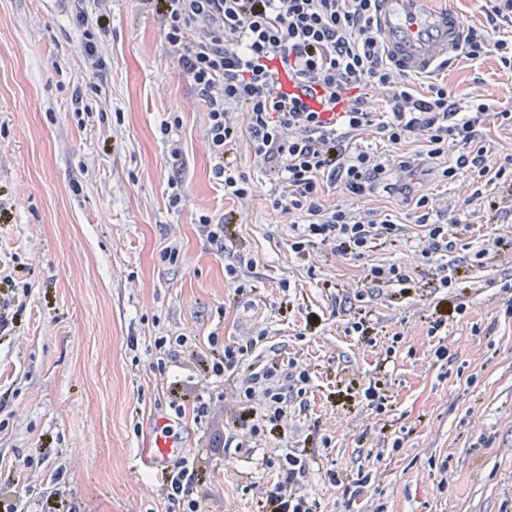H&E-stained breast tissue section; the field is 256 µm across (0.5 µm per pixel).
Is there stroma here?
Listing matches in <instances>:
<instances>
[{
  "label": "stroma",
  "instance_id": "35a3bbf8",
  "mask_svg": "<svg viewBox=\"0 0 512 512\" xmlns=\"http://www.w3.org/2000/svg\"><path fill=\"white\" fill-rule=\"evenodd\" d=\"M111 11L103 90L89 97L93 118L83 129L72 104L83 84L74 0H0V260L13 270L12 285H0L9 305L0 331V502L16 501L24 486L22 512H53L55 484L69 512H166L160 470L144 452L171 398L199 392L215 404L213 418L186 413L175 431L201 470L193 496L202 512H258L291 448L308 453L302 491L320 512H512V316L507 295L486 285L512 279V257L479 268L471 251L453 253L475 283L460 296L465 314L436 339L427 330L445 291L431 274L409 295L371 287L356 299L365 263L319 244L310 258L296 254L292 217L272 209L273 186L247 145L237 162L255 191L244 203L225 198L211 173L204 108L166 58L152 15L138 0H112ZM431 75L457 96L512 110V70L496 57L456 58ZM174 116L178 159L158 133ZM437 170L392 166L364 195L336 189L326 202L390 216L403 234L368 261L412 263L413 204L396 186L451 211L477 187L471 173L448 182ZM177 178L187 202L172 210L168 183ZM203 212L234 215L223 248L199 236ZM171 244L178 257L161 260ZM241 257L239 295L224 266ZM361 317L381 346L400 334L391 362L345 335ZM261 331L262 359H309L310 412L293 416L284 439L216 448L241 432L237 388L201 385V366L212 343ZM181 333L199 339L195 354L158 371L156 339ZM440 343L450 355L444 366L434 363ZM378 378L393 430L406 433L396 450L381 440L380 415L340 398Z\"/></svg>",
  "mask_w": 512,
  "mask_h": 512
}]
</instances>
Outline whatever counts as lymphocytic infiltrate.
Masks as SVG:
<instances>
[{"label": "lymphocytic infiltrate", "instance_id": "1", "mask_svg": "<svg viewBox=\"0 0 512 512\" xmlns=\"http://www.w3.org/2000/svg\"><path fill=\"white\" fill-rule=\"evenodd\" d=\"M94 10L77 7L85 86L101 94L105 60L100 37L110 27L109 0ZM163 35V49L189 81L205 108L204 135L214 160L216 182L227 198L250 199L254 186L240 171L232 152L246 142L252 157L276 185L275 210L293 215L292 249L328 246L343 258L369 257L378 241H391L398 224L376 213L360 214L323 202L334 187L359 195L381 179L386 165L376 152L357 147L368 128L392 145L418 137L425 157L457 151L441 175L476 173L486 184L473 199L490 219L501 213L500 195H512V153L494 169L485 164L483 126L490 119L512 126V111H495L483 99L457 97L447 84L430 83L419 94L416 80L387 55L375 27L378 0H139ZM483 25L468 28L461 51L466 59L498 54L512 69V46L496 38L501 23H512V0H481ZM286 69L297 88L276 82ZM86 91V92H87ZM383 93L381 111L368 107ZM424 157V158H425ZM413 218L423 234L417 244L420 265L431 267L440 287L456 291L464 283L449 254L458 245L460 217L437 208L429 196L414 202ZM262 336L232 340L204 366L210 377H238L239 418L250 436H279L291 399L309 392L311 375L296 359L249 367L247 360ZM266 499L267 512H318L316 502L297 491L309 472L307 456L294 450L285 457ZM168 512H201L193 489L200 480L194 459L184 456L161 469Z\"/></svg>", "mask_w": 512, "mask_h": 512}]
</instances>
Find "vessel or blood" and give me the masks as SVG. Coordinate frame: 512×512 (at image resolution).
Returning a JSON list of instances; mask_svg holds the SVG:
<instances>
[{
  "mask_svg": "<svg viewBox=\"0 0 512 512\" xmlns=\"http://www.w3.org/2000/svg\"><path fill=\"white\" fill-rule=\"evenodd\" d=\"M375 22L387 54L410 74L426 73L452 55L465 27L456 9L435 8L430 0H380ZM182 453L179 442L156 429L150 464L162 465Z\"/></svg>",
  "mask_w": 512,
  "mask_h": 512,
  "instance_id": "vessel-or-blood-1",
  "label": "vessel or blood"
}]
</instances>
